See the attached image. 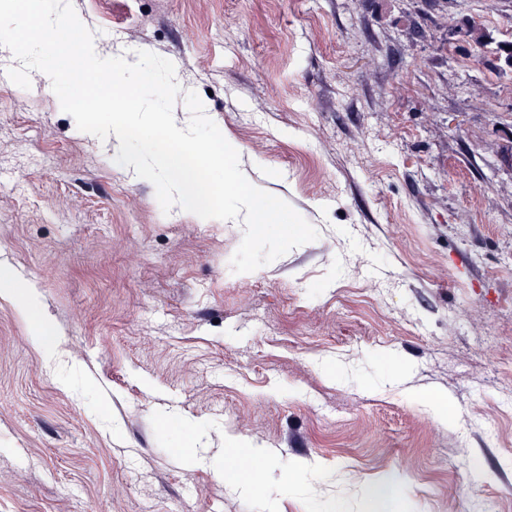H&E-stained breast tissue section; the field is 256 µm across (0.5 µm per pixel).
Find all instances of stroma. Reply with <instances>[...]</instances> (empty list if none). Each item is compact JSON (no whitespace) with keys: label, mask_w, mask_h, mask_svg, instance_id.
<instances>
[{"label":"stroma","mask_w":512,"mask_h":512,"mask_svg":"<svg viewBox=\"0 0 512 512\" xmlns=\"http://www.w3.org/2000/svg\"><path fill=\"white\" fill-rule=\"evenodd\" d=\"M167 58L255 186L319 232L163 212L46 74L0 85V512H512V0H72ZM447 405L440 422L432 404ZM301 465L247 495L233 440ZM0 285L4 287L2 293L6 294L27 317L33 338L50 351L52 335L49 329L50 325L38 313L33 286L17 277L7 265L0 266ZM399 478L390 475L382 478L371 489L370 498L373 503L372 512H402L398 510L400 493L398 491Z\"/></svg>","instance_id":"stroma-1"}]
</instances>
